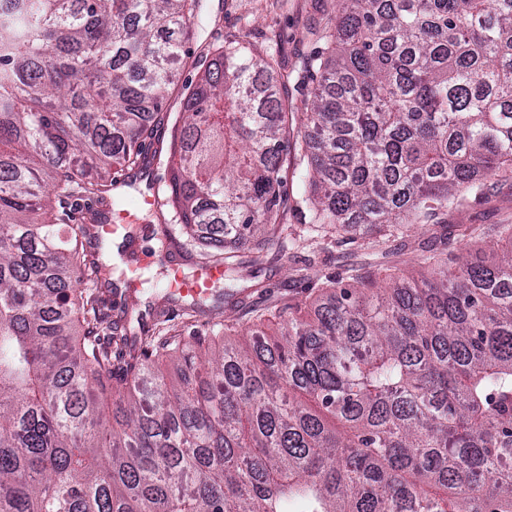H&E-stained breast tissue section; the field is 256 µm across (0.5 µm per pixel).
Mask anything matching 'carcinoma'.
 <instances>
[{
    "instance_id": "cac0c4a2",
    "label": "carcinoma",
    "mask_w": 512,
    "mask_h": 512,
    "mask_svg": "<svg viewBox=\"0 0 512 512\" xmlns=\"http://www.w3.org/2000/svg\"><path fill=\"white\" fill-rule=\"evenodd\" d=\"M324 49L287 71L243 42L214 50L171 130L172 224L234 270L281 252L288 142L308 223L330 238H405L512 173V0H340ZM200 0H0V512H512V224L500 257L455 267L424 250L421 282L359 276L314 316L249 310L251 342L93 339L80 293L108 219L63 228L56 204L122 203L151 161L141 138ZM310 90L303 134L281 92ZM277 318L282 339L257 326ZM178 355L171 391L160 365Z\"/></svg>"
}]
</instances>
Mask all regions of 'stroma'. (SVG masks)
Listing matches in <instances>:
<instances>
[{"instance_id":"35a3bbf8","label":"stroma","mask_w":512,"mask_h":512,"mask_svg":"<svg viewBox=\"0 0 512 512\" xmlns=\"http://www.w3.org/2000/svg\"><path fill=\"white\" fill-rule=\"evenodd\" d=\"M335 23L332 0H202L201 14L192 20L193 38L188 44L190 57L180 66L174 85L166 93L165 108L171 119H179L182 110V89L193 83L204 64L210 49L217 44L241 40L249 43L258 53H279L289 65H296L316 50L317 44L310 35V27H326ZM281 175L286 191L288 215L287 233L306 236L310 242L295 252L290 259H281L276 249L255 255L242 252V264L232 284L239 296L247 298L252 306H275L284 311L290 307L309 311L315 298L300 281L297 270L313 264L320 274L351 284L358 275L383 276L382 259L396 265L400 275L422 278L427 271L415 256L419 250L437 247L448 259L461 256L466 244L473 241H491V230L498 224H512V175L491 180L485 197H467L463 205L448 215V227L430 223L414 229L407 238H393L384 250L371 248L368 239L355 242H324L309 236V228L299 206L302 186L298 179L294 158H286ZM101 258L112 264L117 272L111 284L99 286L104 301L101 335H121L130 329L134 333L154 332L158 318H166L171 332L189 336L210 335L211 328L201 317L185 315L180 304L165 302L166 271L149 266L140 272V288L133 302L135 311L143 315L142 323L121 326L120 311L114 308L111 298L122 287L121 272L127 265L126 246L123 241L104 243Z\"/></svg>"}]
</instances>
